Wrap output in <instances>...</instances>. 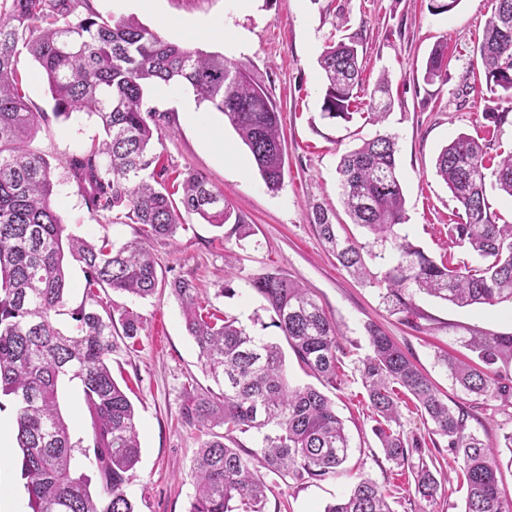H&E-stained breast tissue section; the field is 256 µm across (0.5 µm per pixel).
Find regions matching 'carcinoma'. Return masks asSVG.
I'll list each match as a JSON object with an SVG mask.
<instances>
[{"instance_id":"1","label":"carcinoma","mask_w":512,"mask_h":512,"mask_svg":"<svg viewBox=\"0 0 512 512\" xmlns=\"http://www.w3.org/2000/svg\"><path fill=\"white\" fill-rule=\"evenodd\" d=\"M77 0H0V397L15 405L16 444L29 512H136L126 492L141 448L135 409L112 377L115 347L112 314H103L97 291L109 288L139 298L167 288L178 301L185 327L206 372L223 378L215 395L192 387L185 393L181 422L204 434L191 465L195 488L189 512H265L269 486L261 470L306 482L334 473L347 460L350 444L332 401L311 385L287 379L281 345L259 336L237 318L220 317L204 306L196 284L158 276L150 251L156 238H172L183 214H196L222 227L233 211L224 193L190 174L175 201L169 174L150 145L161 136L166 116L147 106L145 91L157 83L192 88L197 100L224 115L249 149L271 191L280 188L284 152L279 112L262 80L246 65L163 39L133 18H115L83 0L86 14L73 17ZM496 7L473 51L470 67H481L490 91L512 101V0ZM43 23L38 34L34 24ZM38 63L54 100L53 115L32 109L21 90L18 46ZM360 42L355 36L325 47L318 64L325 77L322 111L330 119L350 118L362 85ZM448 58L437 45L426 62L428 81L447 77ZM388 81L374 88L368 118L379 123L390 109ZM75 112L96 117L105 133L99 143L61 161L93 217L126 218L134 237L117 246L66 232L54 206V167L31 148L39 127ZM485 138L461 133L440 151L436 174L462 210L448 225V238L477 256L472 266L453 256L437 262L399 235L405 198L396 162V137L378 133L342 155L337 165L345 212L352 223L390 245L394 264L382 277L370 271L366 250L350 234L340 235L328 211H313L314 224L337 261L354 277L380 287L382 302L418 329L422 318L414 297L424 294L458 307L512 302V224L491 210L487 185L512 197V150L491 154ZM79 262L85 297L68 310L65 259ZM266 302L303 371L322 386L336 387V322L309 290L278 272L248 280ZM68 311L73 328L63 332L54 316ZM122 335L143 330L139 315L126 312ZM370 353L361 379L377 414L374 432L386 457L411 466L415 491L434 498L438 481L422 455L426 442L448 444L466 485L463 512H512L499 489L497 453L469 431L470 411L448 406V397L421 372L375 323L366 326ZM463 344L474 355L466 363L445 355L448 374L462 391L485 400H512V335L475 332ZM77 379L91 432L75 437L62 414L58 383ZM428 417V435L406 433L399 421V394ZM224 432H218V429ZM259 435L248 451L237 434ZM92 469L98 489L91 492ZM324 512H392L378 484L360 479L350 493Z\"/></svg>"}]
</instances>
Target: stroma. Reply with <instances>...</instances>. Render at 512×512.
Masks as SVG:
<instances>
[{
	"mask_svg": "<svg viewBox=\"0 0 512 512\" xmlns=\"http://www.w3.org/2000/svg\"><path fill=\"white\" fill-rule=\"evenodd\" d=\"M96 9L117 17H133L163 38L242 62L264 82L281 113L284 176L278 190L265 186L254 160L221 113L199 104L191 87L180 99L166 97L160 86L147 88L149 106L166 115L162 139L154 143L172 176L196 174L224 193L243 223L254 233L239 239L233 224L217 228L198 215L185 216L174 238L152 241L158 273L196 283L205 300L220 313L267 322L262 299L247 278L274 270L309 288L335 320L344 350L336 387L326 388L343 420L352 454L344 469L321 480L296 483L268 476L272 487L266 512H323L328 503L347 495L362 477L387 493L393 512H462L466 490L459 469L436 475L434 500L414 494L408 467L388 460L373 432L375 415L357 366L368 352L365 326L378 324L432 381L448 395L449 406L466 407L462 392L438 360L439 352L464 355V336L475 331L512 333V304L457 307L418 296L426 315L420 329L404 323L382 304L380 290L353 279L320 239L313 209L322 206L334 222L346 224L359 242L372 243L364 229L350 224L338 187L336 167L342 154L361 140L388 132L397 142V167L405 196L406 235L434 259L448 256L470 261L453 246L448 227L458 221V204L435 172L440 150L461 133H478L502 150L512 149V103L502 102L507 122L494 126L483 116L490 95L469 68L472 49L482 39L494 0H460L455 9L436 14L429 0H249L238 10L235 0H155L153 9L136 0H94ZM358 35L363 66L361 103H368L379 77H388L392 106L384 122L365 115L325 118L324 77L318 57L331 41ZM448 47L446 81L427 82L425 64L437 44ZM205 122L233 148L224 155L201 138ZM96 118L76 113L43 125L32 146L57 160L102 138ZM54 207L68 232L108 237L116 243L133 238L130 224L92 218L77 185L56 168ZM233 264L239 277L234 297L221 296L222 274ZM113 320L124 311L137 313L145 329L132 339L117 337L110 356L112 376L132 402L140 424L141 455L127 491L137 512H189L194 493L191 464L202 435L179 421L184 392L190 385L222 392L208 375L189 337L181 309L169 292L148 299L100 293ZM468 427L500 453L501 496L512 503V451L504 437L512 433V406L489 400L476 409Z\"/></svg>",
	"mask_w": 512,
	"mask_h": 512,
	"instance_id": "1",
	"label": "stroma"
}]
</instances>
